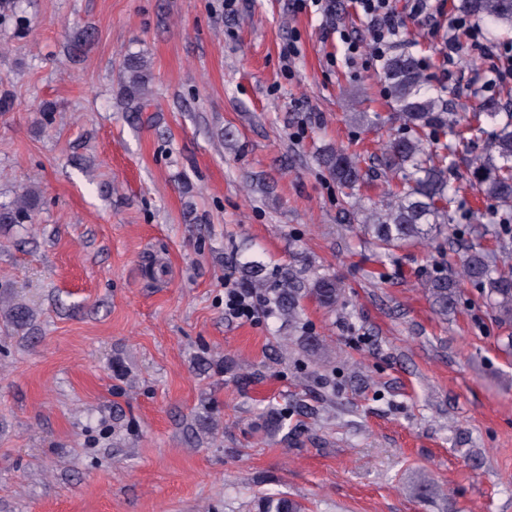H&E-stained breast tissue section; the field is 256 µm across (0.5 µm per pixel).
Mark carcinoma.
Returning a JSON list of instances; mask_svg holds the SVG:
<instances>
[{
  "mask_svg": "<svg viewBox=\"0 0 512 512\" xmlns=\"http://www.w3.org/2000/svg\"><path fill=\"white\" fill-rule=\"evenodd\" d=\"M458 9L484 25L494 38L512 34V0H459ZM124 69L128 74L126 95L141 110L147 106L146 84L150 80L144 57L128 56ZM379 77L387 88L400 127L381 144L377 160L392 175L401 176V184L388 189L382 199L367 203L356 197L367 176L359 156L333 148L322 150L318 156L338 189L346 197L355 198L348 212L349 222L359 225L363 235L385 250L437 237L457 242L462 251L459 269L441 272L427 283L436 313L446 319L456 311L461 300L459 281L466 279L484 288L486 301L499 322L512 326V264L493 266L481 244L467 238L469 227L451 223L461 192L470 189L496 203L499 227L512 228V100L504 102L493 94L477 104L473 118L484 114L499 129L485 150L470 154L472 180L456 184L450 179L455 149L438 139L428 144L425 131L453 133L460 119L448 112V102L441 91L428 84L420 59L408 52L391 55L385 59ZM40 201L39 193L27 190L11 202L0 203V226L30 223ZM240 269L251 287L265 286L260 262L247 260L240 264ZM343 292L341 281L334 276L322 275L309 281L288 268L269 301L273 312L294 322L303 297L310 296L326 307H335L342 303ZM5 318L12 326L21 328L27 324L30 312L16 304L5 313ZM258 512H302V506L286 496L270 495L260 500Z\"/></svg>",
  "mask_w": 512,
  "mask_h": 512,
  "instance_id": "obj_1",
  "label": "carcinoma"
}]
</instances>
